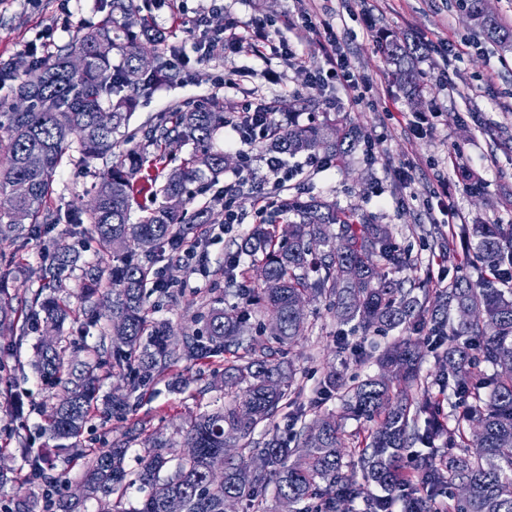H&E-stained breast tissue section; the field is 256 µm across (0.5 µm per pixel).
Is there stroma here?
Listing matches in <instances>:
<instances>
[{
	"instance_id": "1",
	"label": "stroma",
	"mask_w": 512,
	"mask_h": 512,
	"mask_svg": "<svg viewBox=\"0 0 512 512\" xmlns=\"http://www.w3.org/2000/svg\"><path fill=\"white\" fill-rule=\"evenodd\" d=\"M111 0H0V70L22 76L32 61L33 49L56 54L83 28L97 25L110 11ZM141 14L154 33L162 36L161 54L183 56L180 77L163 82L138 98L131 126L144 123L160 112H169L187 102L212 99L232 104L259 98L268 103L277 119L288 113L299 123L308 116L327 112L358 127L359 137L343 162L320 170L304 168L292 182V192L307 198L335 202L337 209L364 217L373 224L388 225L397 245L409 249L412 264L403 272L409 280L427 281L429 287L448 285L461 276L477 281L481 271L467 255L462 240L449 238L442 222L441 204H448L456 224H512V50H505L481 34L461 6V0H182L181 4L155 8L153 0H140ZM334 31L338 47L354 73L364 79L362 100L335 83H320L313 74L327 65L323 36L303 33L293 42V55L274 58L272 63L227 49L207 60H199L196 46L203 33L222 28L226 18H235L239 34L251 30L255 21H267V35L295 24L300 8ZM143 25V26H146ZM143 26H116L114 34H141ZM433 46L417 53L422 94L411 99L401 92L385 63L382 47L396 40L415 44L420 38ZM235 88H228V81ZM431 112L435 119L427 132L414 134L417 116ZM77 149H70L55 174L50 204L62 220L53 235L71 248L72 263L66 271V291L77 310L60 333L73 344L76 364L100 362L103 381L100 397L124 391L127 382L112 374V348L103 345L100 328L86 311L80 291L88 269L99 255L88 241L72 234L69 216L78 214L94 198L100 184L101 161L85 165ZM410 169L408 180H399L395 168ZM228 168L218 184L194 188L188 211L206 209L210 220L193 225L187 236L194 242L193 261L163 253L155 268L169 286L154 292L149 303L154 319L168 323L179 334L193 332L197 319L214 300L239 303L235 287L229 286L224 267L230 256H238V272L248 282L257 273L242 249L253 224L259 223L258 204L251 185ZM448 185L447 198L436 197L439 182ZM232 189L234 208L242 221L224 226V206L216 198ZM458 254L454 264L434 265L430 259L441 242ZM43 243L31 241L20 250L24 265L11 279L9 291L17 319L13 331L0 334V360L7 366L0 373V393L8 391L14 412L0 408V465L9 479L0 484V504L22 497L40 498V482L29 480L28 457L50 456L65 493L82 497L81 512H99L96 498L83 497V464L72 451L56 448L43 429L54 386L38 378L32 363L36 347L46 331L31 311V297L40 281L33 272L43 265ZM310 327L288 353L302 389L305 408L341 414L339 393L324 391L323 379L340 370L347 380L377 374L373 362L384 347L400 338L399 331L362 335L348 339L352 352L336 348L339 325L320 297L307 306ZM221 361H179L148 388L136 411L122 417H94L82 444L102 448L127 442L131 430L146 434L159 430L171 442L169 455L181 453L180 430L199 412L222 404L223 392L213 385V372Z\"/></svg>"
}]
</instances>
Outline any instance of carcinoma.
Returning a JSON list of instances; mask_svg holds the SVG:
<instances>
[{
	"mask_svg": "<svg viewBox=\"0 0 512 512\" xmlns=\"http://www.w3.org/2000/svg\"><path fill=\"white\" fill-rule=\"evenodd\" d=\"M462 7L486 38L512 49V26L486 12L483 0H462ZM112 23L110 17L79 31L54 58L33 63L15 88L27 108L0 114V158L7 159V166H0V242L25 243L60 223L47 200L57 168L77 139L81 161L109 157L111 166L102 173L94 205L77 217L75 227L95 240L102 256L116 259L108 275L99 266L87 272L83 296L93 309L95 297L112 298L101 328V335L111 336L112 369L122 372L128 361H138L129 393L112 396L107 409L132 408L131 394L181 360L224 358L219 379L227 401L188 423L182 447L196 452L178 459L170 474V443L161 433L153 435L135 472V481L148 494L134 512H167L171 497L182 501V512H224L227 500L254 510L270 489L273 499L288 500L293 512H355L358 499L364 512H389L397 504L402 512H423L429 501L438 504V512H512V447L503 448L512 444V287H501L512 276V227L463 228L488 277L477 282L459 277L432 292L423 282L407 288L405 281L393 278L411 265V256L396 247L387 227L339 213L327 200H290L284 239L258 224L245 242L262 280L254 288L238 289L245 305L216 300L201 317L200 328L176 337L169 326L151 320L146 306L147 288L157 282L153 256L182 250L188 185L215 183L224 175V151L214 148L224 129V106L177 107L129 130L136 94L175 74L159 56L152 67H140L144 44L117 46ZM116 48L123 60L118 68L112 65ZM416 52L415 46L393 41L383 47L395 82L409 97L421 92ZM75 55L85 60L80 71L70 66ZM356 135L336 122L290 119L260 148L290 157L322 153L341 160ZM120 137L132 147L115 157ZM185 145L192 146L189 158L165 172L170 150ZM32 155L41 159L36 170L28 165ZM160 177L162 200L131 222L136 195ZM69 262V250L60 242L52 266L39 270L42 288L34 294L33 315L43 316L53 328L72 314L62 279ZM18 264L16 253L0 251V333L14 329L16 310L5 281ZM309 293L325 298L337 323L352 332L400 328L406 333L376 357L381 375L351 387L336 371L324 380L329 391L346 390V415L370 423L365 442L350 450L333 414L303 424L295 448L274 434L254 438L257 425L272 421L286 407L294 408L296 421L307 415L293 388L295 370L282 354L306 332L301 304ZM253 308L278 318L280 330L264 343L245 344L242 336ZM423 331L448 343L438 361L436 398L427 388L420 398L409 394L422 384L424 355L417 335ZM38 370L59 387L49 439L68 441L87 458L84 492L102 495V512H112L110 497L125 489L127 448H84L81 443L97 409L100 376L92 368L74 370L64 336L43 343ZM448 392L463 403L451 427L439 422L441 397ZM442 435L444 447L437 448L434 441ZM418 443L427 451L414 450ZM226 448L239 452L226 457ZM348 454L356 458L365 481L384 495L348 477ZM257 456L264 461L259 470ZM51 469L50 458H32L29 479L45 484V512H78L77 502L56 495Z\"/></svg>",
	"mask_w": 512,
	"mask_h": 512,
	"instance_id": "cac0c4a2",
	"label": "carcinoma"
}]
</instances>
